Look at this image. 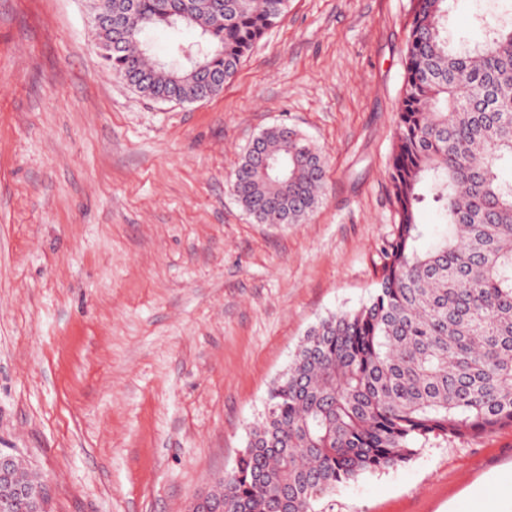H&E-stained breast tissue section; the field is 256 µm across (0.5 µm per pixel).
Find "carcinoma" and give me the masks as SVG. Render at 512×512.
I'll use <instances>...</instances> for the list:
<instances>
[{
	"label": "carcinoma",
	"instance_id": "cac0c4a2",
	"mask_svg": "<svg viewBox=\"0 0 512 512\" xmlns=\"http://www.w3.org/2000/svg\"><path fill=\"white\" fill-rule=\"evenodd\" d=\"M288 0H99L112 15L107 68L160 101L215 96ZM448 0H414L391 162L396 232L361 307L321 318L273 383L263 418L210 512H315L366 472L398 467L432 440L512 425V27L448 39ZM200 29L199 70L152 58L147 29ZM326 158L296 128L271 127L231 189L260 224H300L318 206ZM445 228L428 247L421 208Z\"/></svg>",
	"mask_w": 512,
	"mask_h": 512
}]
</instances>
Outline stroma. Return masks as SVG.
<instances>
[{"instance_id":"1","label":"stroma","mask_w":512,"mask_h":512,"mask_svg":"<svg viewBox=\"0 0 512 512\" xmlns=\"http://www.w3.org/2000/svg\"><path fill=\"white\" fill-rule=\"evenodd\" d=\"M96 0H0V448L47 512H185L230 472L322 316L365 304L393 233L411 0H288L219 95L107 70ZM482 41L501 0H451ZM286 123L327 158L301 224H259L234 166ZM512 425L433 441L321 512H512Z\"/></svg>"}]
</instances>
